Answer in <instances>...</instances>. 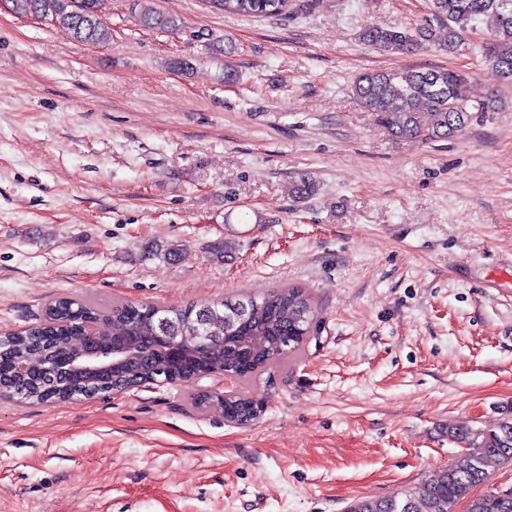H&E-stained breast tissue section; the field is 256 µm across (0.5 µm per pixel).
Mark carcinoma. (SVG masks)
Wrapping results in <instances>:
<instances>
[{"instance_id": "carcinoma-1", "label": "carcinoma", "mask_w": 512, "mask_h": 512, "mask_svg": "<svg viewBox=\"0 0 512 512\" xmlns=\"http://www.w3.org/2000/svg\"><path fill=\"white\" fill-rule=\"evenodd\" d=\"M18 17L39 16L67 31L77 42L101 46L112 39V27L101 15V0H8ZM432 15L447 28L448 52L456 51L472 22L491 21L485 58L490 75L512 81V0H432ZM226 14L267 17L282 13L288 0H212ZM140 26L175 30L177 19L155 7L154 0H135ZM369 46L410 55L436 42L431 26L414 29L368 25L360 34ZM469 75L457 69L412 67L370 71L354 81L353 91L376 121L393 135L421 142L453 138L463 132L476 112H491L494 101L474 103L467 94ZM318 311L299 287L265 293L240 294L205 304L159 307L114 302L100 307L90 302L58 298L45 310L38 325L0 339V390L25 403L70 401L81 393L101 391L115 384L128 387L163 378L174 384L222 374L244 381L281 357L298 352L311 335ZM104 324L108 332L97 327ZM92 336L107 348L125 345L130 360L116 375L117 382L89 370L73 368L49 381L43 369L50 359H64L81 349ZM201 405L215 403L224 418L247 423L263 411V403L238 391L197 396ZM448 437L464 444L451 463L433 470L419 492L405 498L359 499L346 512H454L460 501L466 512H512V496L489 489L488 466L512 461V416L472 430L458 426Z\"/></svg>"}]
</instances>
